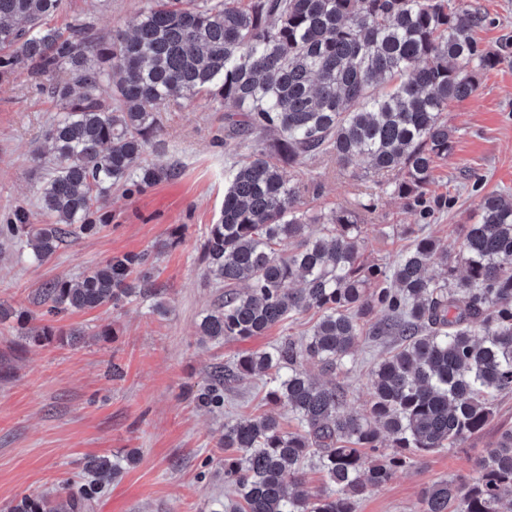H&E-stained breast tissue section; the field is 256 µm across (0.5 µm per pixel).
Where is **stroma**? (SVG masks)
Returning a JSON list of instances; mask_svg holds the SVG:
<instances>
[{
	"label": "stroma",
	"mask_w": 512,
	"mask_h": 512,
	"mask_svg": "<svg viewBox=\"0 0 512 512\" xmlns=\"http://www.w3.org/2000/svg\"><path fill=\"white\" fill-rule=\"evenodd\" d=\"M464 3L486 13L477 37L502 61L479 74L473 97L448 107L453 150L436 163L427 191L434 211L429 222L396 197H380L376 209L361 210V202L379 191L363 162L296 170L299 180L319 184L307 196V208L358 212L368 262L388 265L420 233L457 252L466 225L477 219L479 196H512V0ZM143 6L144 0H68L66 13L53 23L109 38L131 31ZM51 81L24 70L0 78V223L17 207L38 209L45 132L57 113L47 94ZM253 145L250 138L225 145L224 111L217 103L169 107L145 158L176 164L174 176L140 193L112 191L103 203L109 225L68 240L48 261H36L26 244L0 237V308L9 312L0 321V512L66 479L98 484L87 512H224L233 499L224 483V425L269 412L262 382L253 377L227 386L218 410L199 405L195 395L214 364L272 348L284 336L304 338L320 317L311 309L247 340L218 343L199 334L201 319L220 295L205 282L201 244L224 206L230 169ZM475 173L481 184L473 183ZM146 252L157 257L166 314L151 313L149 301L137 299L57 316L56 327L81 333L71 345L37 346L21 335L18 318L42 312L45 282L74 280L110 257ZM104 326L112 334L102 339ZM386 351V345L359 340L333 375L347 392L348 409L364 412L368 374ZM114 366L119 376L111 375ZM508 428L512 395L495 403L481 432L398 471L362 497L356 512H420L433 482L476 477L479 452ZM93 457L122 459L124 471L115 479H94L84 469Z\"/></svg>",
	"instance_id": "stroma-1"
}]
</instances>
